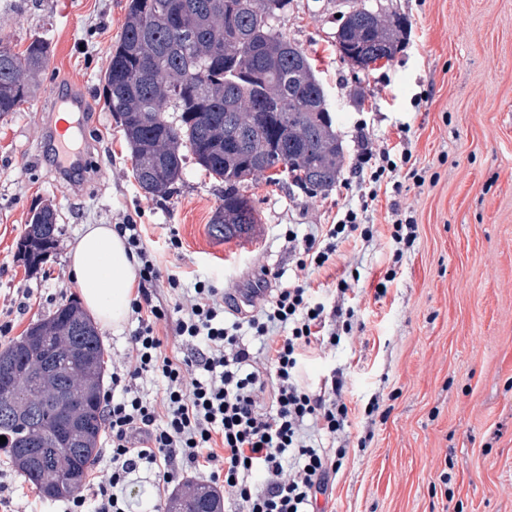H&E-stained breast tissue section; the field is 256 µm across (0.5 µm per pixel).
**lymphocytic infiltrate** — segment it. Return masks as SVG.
<instances>
[{"mask_svg":"<svg viewBox=\"0 0 512 512\" xmlns=\"http://www.w3.org/2000/svg\"><path fill=\"white\" fill-rule=\"evenodd\" d=\"M411 157L360 132L350 166L359 207H347L317 235L286 229L298 254L287 282L272 285L260 268L257 309L232 322L223 289L202 280L183 289L178 275L156 264L141 225L124 215L116 229L138 259L139 283L131 303L136 327L101 396L109 464L97 469L92 489L67 498L65 512H130L128 477L143 466L165 485L206 479L236 512H316L346 454L349 408L341 373L314 393L299 383V369L307 349L330 352L358 330L344 305L347 279L318 290L308 280L339 256L357 272V255L339 248L373 241L369 203L381 187L398 195L403 176L417 178L407 168ZM166 330L177 343L171 354L163 350ZM147 377L161 382V400L141 394L138 382ZM326 441L334 454L323 450Z\"/></svg>","mask_w":512,"mask_h":512,"instance_id":"f902f5d3","label":"lymphocytic infiltrate"}]
</instances>
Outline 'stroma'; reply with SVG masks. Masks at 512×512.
Listing matches in <instances>:
<instances>
[{
    "label": "stroma",
    "instance_id": "35a3bbf8",
    "mask_svg": "<svg viewBox=\"0 0 512 512\" xmlns=\"http://www.w3.org/2000/svg\"><path fill=\"white\" fill-rule=\"evenodd\" d=\"M127 0H0V38L14 51L35 37L50 46L35 96L0 119V324L6 341L79 300L68 253L83 225L139 214L143 236L165 273L216 287L251 285L256 266L289 273L283 233L335 222L352 192L343 184L309 196L287 173L260 174L245 193L261 235L224 241L210 219L224 185L187 160L167 196L145 193L131 150L104 100L102 76L126 20ZM408 20L404 47L366 69L336 50L340 0H290L275 25L308 56L336 117L344 156L353 159L359 124L394 144L409 123L411 162L423 176L400 196L379 194L368 214L376 242L362 249L361 279L346 303L363 331L335 354L314 352L300 380L317 390L343 372L353 443L322 512H512V0H365ZM77 93L88 117L90 169L66 182L51 160L50 92ZM399 203L417 239L394 263L385 220ZM58 213L57 245L37 270L19 252L32 212ZM178 232L179 251L167 247ZM397 275L383 299L375 286ZM26 299V313H8ZM380 409L368 413L369 401ZM365 447H358L359 438ZM0 512H63L43 498L0 450Z\"/></svg>",
    "mask_w": 512,
    "mask_h": 512
}]
</instances>
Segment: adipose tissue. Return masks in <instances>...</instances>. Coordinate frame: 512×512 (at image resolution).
<instances>
[{
	"label": "adipose tissue",
	"instance_id": "1",
	"mask_svg": "<svg viewBox=\"0 0 512 512\" xmlns=\"http://www.w3.org/2000/svg\"><path fill=\"white\" fill-rule=\"evenodd\" d=\"M137 262L109 224L83 225L69 252V271L85 309L104 328H120L136 294Z\"/></svg>",
	"mask_w": 512,
	"mask_h": 512
}]
</instances>
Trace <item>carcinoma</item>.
Wrapping results in <instances>:
<instances>
[{
  "mask_svg": "<svg viewBox=\"0 0 512 512\" xmlns=\"http://www.w3.org/2000/svg\"><path fill=\"white\" fill-rule=\"evenodd\" d=\"M288 0H128L125 27L104 75L109 111L122 116L133 176L148 194L166 196L181 180L187 156L224 183V199L210 224L224 239L243 224L259 223L253 200L241 192L254 176L283 164L309 194L336 185L344 150L333 109L305 52L274 26ZM178 29H173L175 20ZM407 38L396 14L348 2L336 32L340 57L362 69L391 59ZM48 42L35 38L17 54L0 39V118L18 112L33 95L28 75L45 68ZM23 257L35 270L57 242L52 209L36 212ZM57 374L73 392L60 400L35 397L41 425L72 424L81 448L61 455V441L27 422L24 398L57 361ZM104 347L90 316L74 301L34 323L0 350V389L19 399L14 422L0 436L25 480L50 500L82 487L99 451ZM167 512H223L221 498L191 485L171 497Z\"/></svg>",
  "mask_w": 512,
  "mask_h": 512,
  "instance_id": "cac0c4a2",
  "label": "carcinoma"
}]
</instances>
